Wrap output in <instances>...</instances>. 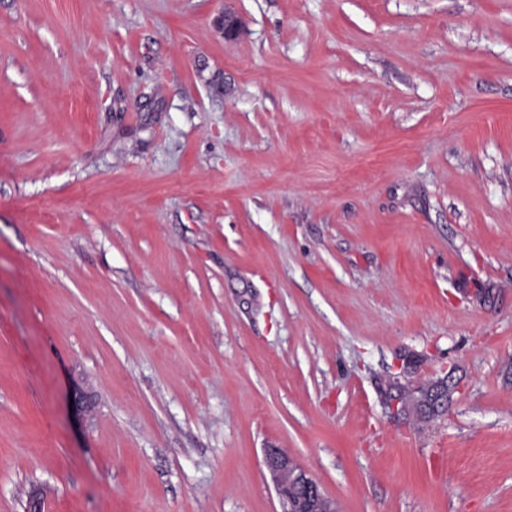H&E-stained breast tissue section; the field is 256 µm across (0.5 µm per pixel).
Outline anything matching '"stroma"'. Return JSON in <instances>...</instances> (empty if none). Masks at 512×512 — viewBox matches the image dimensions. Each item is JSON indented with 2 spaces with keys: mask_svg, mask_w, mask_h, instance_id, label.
<instances>
[{
  "mask_svg": "<svg viewBox=\"0 0 512 512\" xmlns=\"http://www.w3.org/2000/svg\"><path fill=\"white\" fill-rule=\"evenodd\" d=\"M271 446L512 512V0H0V512H285ZM429 383L418 387L405 385L400 393L401 405L405 418H413L420 423L428 422L434 418L429 417L424 410V399L428 394Z\"/></svg>",
  "mask_w": 512,
  "mask_h": 512,
  "instance_id": "1",
  "label": "stroma"
}]
</instances>
